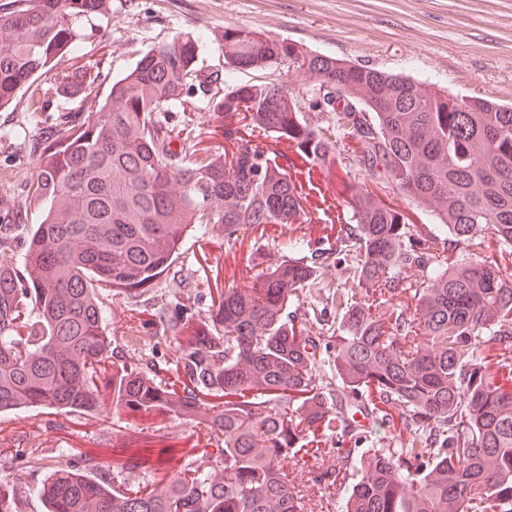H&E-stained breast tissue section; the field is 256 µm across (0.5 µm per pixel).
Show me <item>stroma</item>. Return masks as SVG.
Here are the masks:
<instances>
[{
  "instance_id": "obj_1",
  "label": "stroma",
  "mask_w": 512,
  "mask_h": 512,
  "mask_svg": "<svg viewBox=\"0 0 512 512\" xmlns=\"http://www.w3.org/2000/svg\"><path fill=\"white\" fill-rule=\"evenodd\" d=\"M227 27L409 76L453 94L512 105V0H112L109 13L79 19L77 52L55 60L51 73L33 77L11 105L0 109V224L40 221L24 206L38 174L31 144L63 117L98 111L113 80L127 74L144 51L183 33L205 37L206 46L182 105L164 115L169 128L193 129L204 156L231 150L226 128L250 135L247 114L222 118L213 112V99L224 93V45L216 34ZM61 74L83 76L85 90L62 92ZM290 174L304 211L300 221L263 224L229 237H188L169 273L149 291L126 298L99 290L113 362L138 361L153 368L157 378L174 381L176 345L156 321V312L170 317L185 307L207 315L221 290L250 283L268 264L291 256L296 244L304 257L325 250L331 256L289 306V315L310 335L331 336L341 312L337 295L352 302L366 299L356 286L350 257L332 253L340 226L355 221L348 200L357 192L402 211L411 233L431 240L433 256L451 257L449 237L435 218L358 167L326 180L311 177L300 164ZM414 437L386 416L375 418L367 433L345 445L406 448ZM214 441L206 427L189 420L120 414L108 400L91 415L44 407L0 413V483L18 485L21 512H42L36 490L59 449H70L71 465L95 481L125 490L150 485L185 463L206 461ZM337 446L331 426L288 462L289 478L307 512H335L336 488L328 471ZM116 461L123 470L113 469Z\"/></svg>"
}]
</instances>
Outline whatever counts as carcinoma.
<instances>
[{"instance_id":"obj_1","label":"carcinoma","mask_w":512,"mask_h":512,"mask_svg":"<svg viewBox=\"0 0 512 512\" xmlns=\"http://www.w3.org/2000/svg\"><path fill=\"white\" fill-rule=\"evenodd\" d=\"M109 9L110 0L0 3V108L78 50L77 19ZM201 49L199 36L185 34L145 51L112 82L100 112L55 125L33 146L39 171L25 207L42 219L27 233L23 268L0 265V412L91 414L107 397L119 411L190 417L217 434L223 466L187 464L146 493L111 491L72 468L61 448L39 489L45 512H304L288 459L323 426L346 430L338 404L359 397L396 410L418 438L337 455L336 478H360L336 512H512V368L498 377L473 360L481 347L512 342V106L224 29L226 68L282 65L333 89L326 107L343 105L336 125L358 145L356 164L422 205L464 255L433 260L410 241L400 211L352 196L357 223L339 228L336 254L352 256L365 294L406 295L411 306L345 304L331 403L317 374L321 338L288 314L319 275L318 262L302 257L228 289L205 317L184 308L166 322L181 391L137 363L107 374L101 286L152 287L190 235L300 216L291 178L254 139L224 131L231 164L193 158L191 130L171 149L158 113L181 104ZM213 109L248 114L253 130L286 137L328 172L347 168L335 132L310 121L283 83L236 85ZM488 235L497 260L469 251ZM407 270L414 281L402 277ZM0 512H19L17 488L0 486Z\"/></svg>"}]
</instances>
